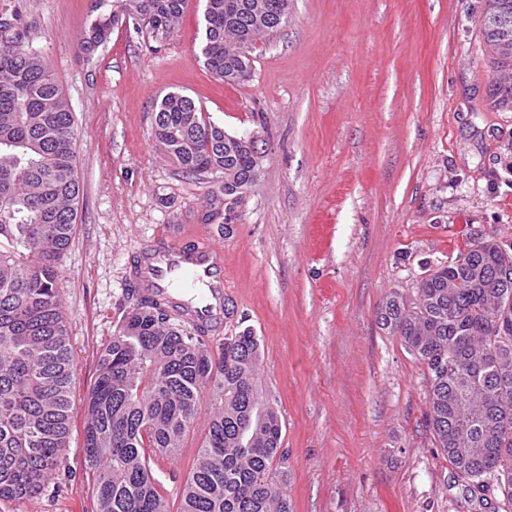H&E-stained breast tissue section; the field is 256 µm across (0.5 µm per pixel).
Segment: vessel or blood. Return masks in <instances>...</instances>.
Wrapping results in <instances>:
<instances>
[{"label":"vessel or blood","mask_w":512,"mask_h":512,"mask_svg":"<svg viewBox=\"0 0 512 512\" xmlns=\"http://www.w3.org/2000/svg\"><path fill=\"white\" fill-rule=\"evenodd\" d=\"M191 280L201 295L189 306L194 320L220 328L229 295L224 286V251L196 242L184 247L158 237L156 244L140 253L130 269V280L143 293L159 301L174 299L178 285Z\"/></svg>","instance_id":"1"}]
</instances>
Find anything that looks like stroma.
<instances>
[{
	"instance_id": "35a3bbf8",
	"label": "stroma",
	"mask_w": 512,
	"mask_h": 512,
	"mask_svg": "<svg viewBox=\"0 0 512 512\" xmlns=\"http://www.w3.org/2000/svg\"><path fill=\"white\" fill-rule=\"evenodd\" d=\"M94 5L0 0V42L48 61L70 103L82 188L59 264L67 462L0 512H93L85 399L134 303L129 263L161 232L224 249L235 320L261 343L259 393L281 417L292 512H478L436 446L425 369L378 312L466 239L512 244V112L486 92L483 0H291L233 86L203 65L204 0H185L165 41L122 24L89 52ZM170 92L257 142L261 171L224 215L230 234L204 219L223 172L182 173L154 136Z\"/></svg>"
}]
</instances>
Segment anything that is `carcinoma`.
<instances>
[{
	"mask_svg": "<svg viewBox=\"0 0 512 512\" xmlns=\"http://www.w3.org/2000/svg\"><path fill=\"white\" fill-rule=\"evenodd\" d=\"M290 0H205L200 52L225 83L245 80L248 49L278 32ZM184 0H96L86 49L123 19L166 38ZM512 0H484L493 107L512 110ZM153 132L182 172L224 168L205 220L226 190L260 170L248 138L203 116L178 92L158 102ZM76 132L48 63L0 45V500L40 495L65 460L73 354L58 265L75 228ZM379 319L427 373L428 417L468 504L512 507V244L468 239L428 270L407 299L393 291ZM183 303L139 294L99 357L86 401L84 465L95 512H170L161 459L178 453L209 404L178 512H291L278 411L256 390L261 351L250 328L211 350Z\"/></svg>",
	"mask_w": 512,
	"mask_h": 512,
	"instance_id": "obj_1",
	"label": "carcinoma"
}]
</instances>
